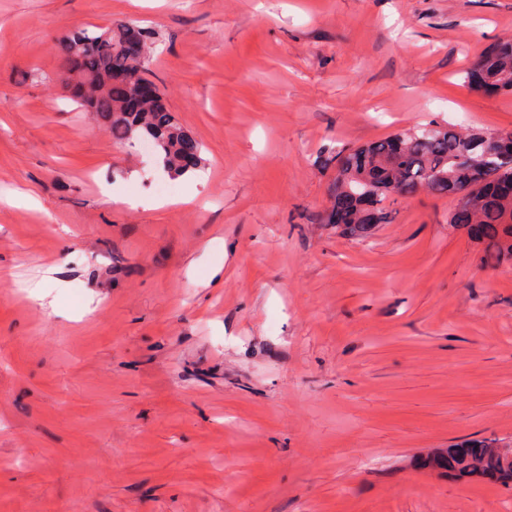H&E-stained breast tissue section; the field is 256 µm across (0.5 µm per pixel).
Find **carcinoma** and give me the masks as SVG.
I'll return each instance as SVG.
<instances>
[{"label": "carcinoma", "mask_w": 512, "mask_h": 512, "mask_svg": "<svg viewBox=\"0 0 512 512\" xmlns=\"http://www.w3.org/2000/svg\"><path fill=\"white\" fill-rule=\"evenodd\" d=\"M132 38L148 41L151 35L128 25L115 32L81 28L58 43V52L67 73L85 71L98 83L94 101L78 96L77 103L94 112L118 143H148L157 164L175 179L201 166V146L176 123L161 95L140 112L125 109L134 84L145 79L144 67L123 51L124 42ZM464 79L476 90L511 92L512 39L490 47ZM506 178L512 179V131L461 133L428 124L337 154L336 178L328 191L338 200L366 192L377 197L372 215L356 213L352 222L336 226L353 237L388 223L385 202L392 196L409 197L422 189L454 196L457 204L448 224L467 229L483 243L482 262L500 267L512 263V199L498 196L492 184ZM428 468L511 486L512 442L479 440L437 452L428 456Z\"/></svg>", "instance_id": "cac0c4a2"}]
</instances>
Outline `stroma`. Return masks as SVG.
Returning <instances> with one entry per match:
<instances>
[{
	"label": "stroma",
	"mask_w": 512,
	"mask_h": 512,
	"mask_svg": "<svg viewBox=\"0 0 512 512\" xmlns=\"http://www.w3.org/2000/svg\"><path fill=\"white\" fill-rule=\"evenodd\" d=\"M126 22L202 148L161 207L57 51ZM507 38L512 0H0V512H512L419 466L512 440V266L451 196L325 221L338 151L512 130L463 79Z\"/></svg>",
	"instance_id": "1"
}]
</instances>
